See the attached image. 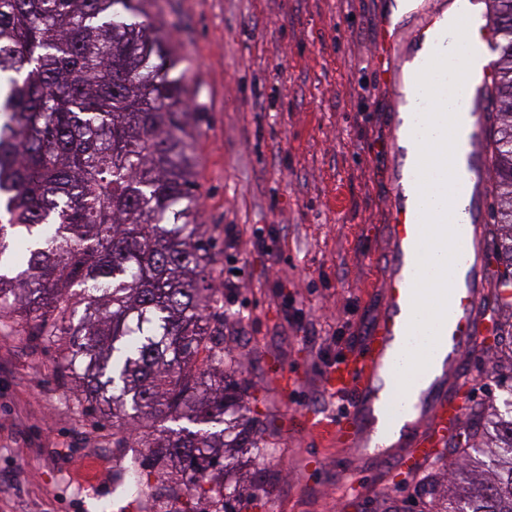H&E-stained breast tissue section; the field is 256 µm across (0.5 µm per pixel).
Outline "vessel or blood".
<instances>
[{
    "mask_svg": "<svg viewBox=\"0 0 512 512\" xmlns=\"http://www.w3.org/2000/svg\"><path fill=\"white\" fill-rule=\"evenodd\" d=\"M480 88L479 78H469L458 97L459 104L469 109L471 120L468 149L459 162L462 176L452 201L459 256L453 268L448 311L429 366L412 378L401 401L393 400L389 390L397 386V370L404 365L420 238L417 176L410 167L398 188L400 200L391 226L393 262L384 282L383 311L364 340L363 353L324 375L329 390L353 399L351 411L331 427L337 443L350 450L352 459H359L365 449L382 448L391 430L386 420L390 405H397L404 419L402 431L408 439L401 464L410 470L438 458L448 440L451 421L464 412L463 393L468 382L456 369L462 357L480 344L489 321L484 305L488 242L477 208L485 166V116L472 109ZM418 417L427 420L428 431H415Z\"/></svg>",
    "mask_w": 512,
    "mask_h": 512,
    "instance_id": "obj_1",
    "label": "vessel or blood"
}]
</instances>
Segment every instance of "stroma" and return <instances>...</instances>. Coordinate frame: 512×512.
<instances>
[{
    "label": "stroma",
    "instance_id": "1",
    "mask_svg": "<svg viewBox=\"0 0 512 512\" xmlns=\"http://www.w3.org/2000/svg\"><path fill=\"white\" fill-rule=\"evenodd\" d=\"M452 0H149L194 89L200 223L238 247L217 250L227 347L262 422L268 458L244 462L263 486L247 512H406L419 481L399 448L360 461L315 431L347 410L323 384L318 353L361 351L382 308L388 226L403 157L393 132L419 33ZM261 230L266 249L253 244ZM279 251L272 264L270 251ZM303 312L302 326L285 310ZM65 344L0 322V512H131L112 488L160 422L113 433L76 410L57 366ZM463 367L476 401L503 391L484 348ZM359 486L347 492L348 481Z\"/></svg>",
    "mask_w": 512,
    "mask_h": 512
}]
</instances>
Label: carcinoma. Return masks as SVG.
I'll use <instances>...</instances> for the list:
<instances>
[{"instance_id": "cac0c4a2", "label": "carcinoma", "mask_w": 512, "mask_h": 512, "mask_svg": "<svg viewBox=\"0 0 512 512\" xmlns=\"http://www.w3.org/2000/svg\"><path fill=\"white\" fill-rule=\"evenodd\" d=\"M145 2L0 0V318L46 344L69 338L60 375L112 427L174 423L143 444L148 467L171 477L153 512H174L168 503L186 495L208 512H242L239 456L262 458L266 446L205 284L216 242L196 220L182 56L145 24ZM488 2L498 288L512 282V0ZM499 307L491 352L512 348V300ZM509 380L507 411L470 407L448 446L503 473L450 498L431 472L419 512H512Z\"/></svg>"}]
</instances>
